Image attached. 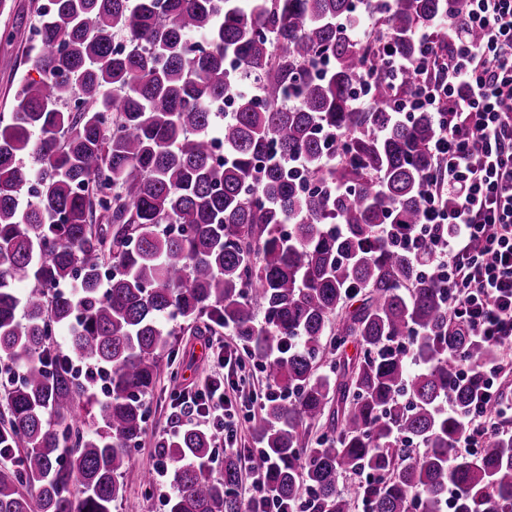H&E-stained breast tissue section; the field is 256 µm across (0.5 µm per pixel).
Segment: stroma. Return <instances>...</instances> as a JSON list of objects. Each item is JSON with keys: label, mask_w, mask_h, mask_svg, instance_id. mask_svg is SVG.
<instances>
[{"label": "stroma", "mask_w": 512, "mask_h": 512, "mask_svg": "<svg viewBox=\"0 0 512 512\" xmlns=\"http://www.w3.org/2000/svg\"><path fill=\"white\" fill-rule=\"evenodd\" d=\"M44 0H6L0 9V113L12 111L14 95L20 81L31 75L27 53L30 25ZM171 345L159 359V375L155 388L145 398V432L133 449L132 463L121 481L124 494L112 506L113 512H169L168 498L173 491L171 477L157 479L153 489L142 483L144 472L155 470L161 460L158 440L172 433L179 414L172 403L169 375L178 372L180 386L199 384L219 374L210 357L208 340L230 343L234 350L243 345L229 331L218 328L208 336L195 333L194 325L178 323Z\"/></svg>", "instance_id": "1"}]
</instances>
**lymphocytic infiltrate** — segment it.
Wrapping results in <instances>:
<instances>
[{
  "mask_svg": "<svg viewBox=\"0 0 512 512\" xmlns=\"http://www.w3.org/2000/svg\"><path fill=\"white\" fill-rule=\"evenodd\" d=\"M477 39L465 38V31ZM414 57L397 53L393 40L381 46V61L394 74L414 72L420 85L396 97L392 110L437 118L433 143L445 158L421 202V227L413 248L429 249L448 289V307L468 336L498 349L512 348V0H466L464 15L448 26V50L440 52L429 28L412 31ZM454 206H446L445 196ZM500 360L476 369L481 401L465 417L461 447H482L487 430L479 417L500 404ZM179 407L191 423L213 428L225 447L236 440L237 410L224 380L180 391Z\"/></svg>",
  "mask_w": 512,
  "mask_h": 512,
  "instance_id": "1",
  "label": "lymphocytic infiltrate"
}]
</instances>
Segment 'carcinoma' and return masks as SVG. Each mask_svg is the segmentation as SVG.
<instances>
[{"instance_id":"obj_1","label":"carcinoma","mask_w":512,"mask_h":512,"mask_svg":"<svg viewBox=\"0 0 512 512\" xmlns=\"http://www.w3.org/2000/svg\"><path fill=\"white\" fill-rule=\"evenodd\" d=\"M54 2L28 52L39 79L0 120V512H112L169 323L203 317L197 334L230 330L294 394L266 400L254 425L251 463L281 508L445 512L450 488L456 512L512 508V437L489 432L475 457L458 448L477 388L460 368L497 347L457 332L429 252L407 247L439 172L436 116L395 119L393 99L417 80L394 83L371 35L344 30L355 0ZM463 10L394 0L367 25L412 57L411 30L434 25L444 44ZM320 59L328 68L311 74ZM370 76L374 104L360 112ZM226 97L228 116L213 111ZM336 133L345 157L326 167ZM297 155L306 165L288 169ZM58 330L66 358L101 368L104 398L53 362ZM216 438L187 424L159 440L170 512H243L241 452L213 477ZM363 471L373 478L344 487Z\"/></svg>"}]
</instances>
